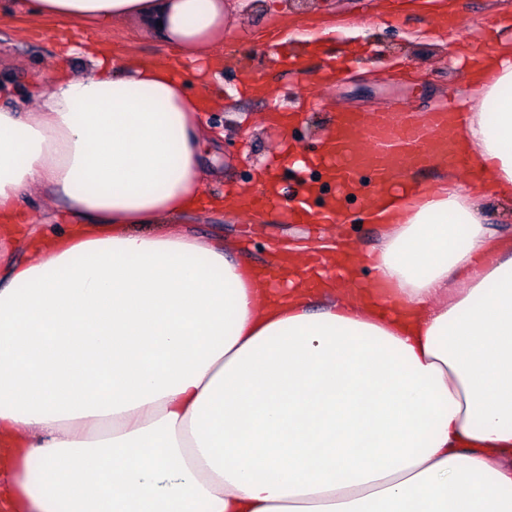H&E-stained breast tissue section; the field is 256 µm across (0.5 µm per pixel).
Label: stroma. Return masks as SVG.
<instances>
[{
	"label": "stroma",
	"mask_w": 512,
	"mask_h": 512,
	"mask_svg": "<svg viewBox=\"0 0 512 512\" xmlns=\"http://www.w3.org/2000/svg\"><path fill=\"white\" fill-rule=\"evenodd\" d=\"M377 0H291L288 19L297 27L318 25L351 27L372 12ZM271 0H253L237 32L227 37L217 53L224 63L211 70V103L205 114L209 129L220 131L214 170L204 192L221 197L229 189L255 181L266 169L276 174L287 191L281 203L249 214H232L206 207L179 216L202 237L233 245L237 254L263 268L269 253L280 249L296 257L333 246L342 237L356 239L363 255H372L380 227L359 223L361 200L346 204V217L334 224L300 222L287 214L300 190L296 178L279 156L280 137L263 127L268 112H296L300 121L289 135L300 151L314 154L321 136L340 112H352L371 122L401 113L429 112L457 95L463 85L461 70L433 37L437 20L430 15L403 14L398 0L375 28L357 39L325 36L319 53L309 56L307 69L290 73L273 59L266 40L274 18ZM454 25L445 39H465L474 50L490 51L497 28L512 19V0H454ZM161 11L135 17L109 28L77 21L36 17L16 0H0V107L25 108L33 96L35 78L51 81L58 73H82L87 57L101 48L120 58L167 60L171 54ZM248 56L259 84L269 86L265 96L242 95L243 73L238 56Z\"/></svg>",
	"instance_id": "35a3bbf8"
}]
</instances>
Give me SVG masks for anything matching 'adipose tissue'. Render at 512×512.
<instances>
[{
    "label": "adipose tissue",
    "mask_w": 512,
    "mask_h": 512,
    "mask_svg": "<svg viewBox=\"0 0 512 512\" xmlns=\"http://www.w3.org/2000/svg\"><path fill=\"white\" fill-rule=\"evenodd\" d=\"M108 27L156 0H32ZM241 0H171L206 66ZM467 179L392 163L362 197L371 261L311 289L258 282L220 242L160 229L201 203L203 102L175 65L104 52L0 109V512H512V40L458 41ZM46 190L69 225L25 208ZM369 266L370 284L358 281Z\"/></svg>",
    "instance_id": "1"
}]
</instances>
